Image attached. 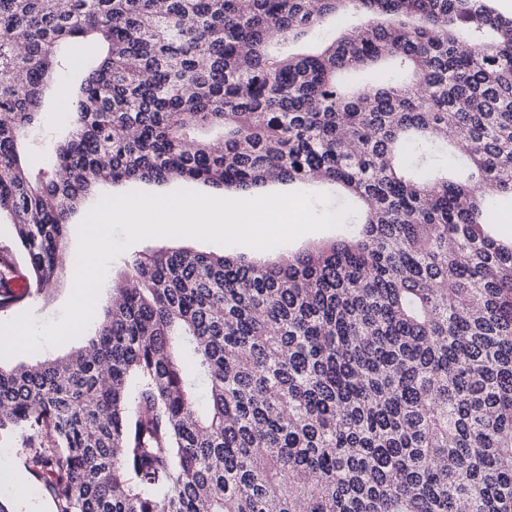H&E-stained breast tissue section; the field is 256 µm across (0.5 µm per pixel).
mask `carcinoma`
<instances>
[{
    "instance_id": "1",
    "label": "carcinoma",
    "mask_w": 512,
    "mask_h": 512,
    "mask_svg": "<svg viewBox=\"0 0 512 512\" xmlns=\"http://www.w3.org/2000/svg\"><path fill=\"white\" fill-rule=\"evenodd\" d=\"M493 2L0 0V254L35 294L105 178L317 182L362 213L286 263L137 254L86 342L0 364V446L56 512H512V238L486 231L512 198V17ZM70 42L95 62L37 166ZM456 144L459 173L421 163ZM47 118L43 125L34 128L28 137L29 153L36 164L44 162L51 136L60 138L67 131L71 105L68 98L51 93L46 100Z\"/></svg>"
}]
</instances>
